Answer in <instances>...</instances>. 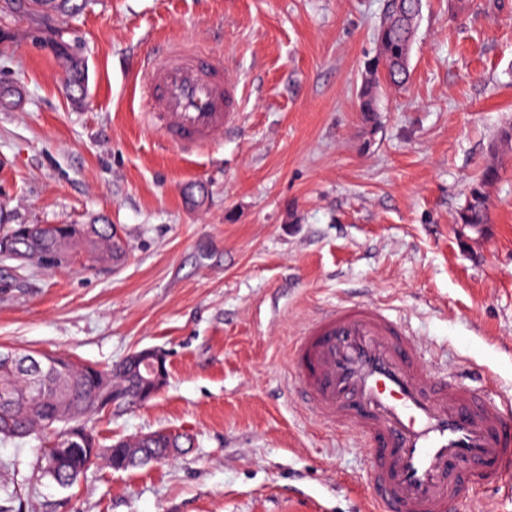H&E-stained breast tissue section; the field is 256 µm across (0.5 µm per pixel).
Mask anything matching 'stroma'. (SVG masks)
<instances>
[{
    "label": "stroma",
    "mask_w": 512,
    "mask_h": 512,
    "mask_svg": "<svg viewBox=\"0 0 512 512\" xmlns=\"http://www.w3.org/2000/svg\"><path fill=\"white\" fill-rule=\"evenodd\" d=\"M386 0H92L64 20L87 74L74 105L53 31L0 14V234L107 220L122 265L59 271L0 260V346L115 365L166 356L164 389L94 418L105 442L170 430L171 461L97 463L64 489L42 444L0 442L12 512H359L363 449L305 415L289 347L319 310L365 299L401 312L427 365L461 360L512 398V156L493 222H454L512 124V0H422L400 90L374 122L357 89ZM215 52L248 95L239 125L187 155L140 123L144 60Z\"/></svg>",
    "instance_id": "stroma-1"
}]
</instances>
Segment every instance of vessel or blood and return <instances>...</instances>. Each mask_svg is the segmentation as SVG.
Wrapping results in <instances>:
<instances>
[{"mask_svg":"<svg viewBox=\"0 0 512 512\" xmlns=\"http://www.w3.org/2000/svg\"><path fill=\"white\" fill-rule=\"evenodd\" d=\"M145 123L183 152L208 148L243 105L223 61L174 47L148 60ZM306 409L355 429L366 449L363 512H452L512 471V402L473 386L476 365L440 375L424 365L400 317L344 301L309 320L289 352Z\"/></svg>","mask_w":512,"mask_h":512,"instance_id":"b4317fda","label":"vessel or blood"}]
</instances>
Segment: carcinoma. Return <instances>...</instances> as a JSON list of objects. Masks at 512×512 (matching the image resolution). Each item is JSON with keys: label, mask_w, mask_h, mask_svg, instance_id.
Segmentation results:
<instances>
[{"label": "carcinoma", "mask_w": 512, "mask_h": 512, "mask_svg": "<svg viewBox=\"0 0 512 512\" xmlns=\"http://www.w3.org/2000/svg\"><path fill=\"white\" fill-rule=\"evenodd\" d=\"M91 0H27L26 14L49 19L53 16L74 17L86 8ZM420 0H388L387 11L376 34L377 51L369 60L365 78L358 90V106L365 119H371L378 108V89L383 86L400 88L409 77L410 51L415 39L417 21L420 13ZM67 73V91L70 100L80 105L86 98V76L82 60L75 54H62ZM512 146V126L503 127L491 146L495 161L488 165L475 179L468 196L456 212L457 224H490V189L499 181L503 156ZM71 239L69 250L73 259L81 254H99L110 256L122 254L112 250V225L98 224L94 236H83V224H70ZM45 374L34 364L0 370V415L9 416L10 427L0 432L1 439H25L42 437L46 444L44 451L52 449L54 443L64 439L72 426L82 423L93 437H98L94 428L89 426L90 418L97 416L94 407L103 399L99 392L95 371L74 370L58 372L48 378V386L54 399L41 407L31 406L21 398L27 385ZM130 440H123V446L112 449L106 458L109 467L129 469L142 465L139 459H129L125 448ZM72 460L61 464L55 471L41 473L59 486L67 488L77 482L79 477L101 457L81 448L70 450Z\"/></svg>", "instance_id": "carcinoma-1"}]
</instances>
